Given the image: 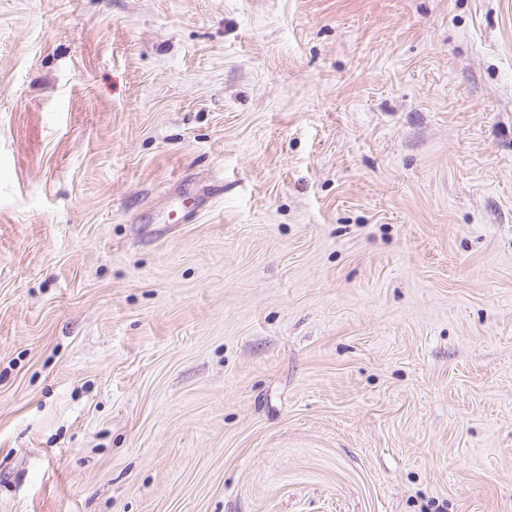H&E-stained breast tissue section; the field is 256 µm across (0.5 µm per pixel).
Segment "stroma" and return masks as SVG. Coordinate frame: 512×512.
<instances>
[{
  "instance_id": "obj_1",
  "label": "stroma",
  "mask_w": 512,
  "mask_h": 512,
  "mask_svg": "<svg viewBox=\"0 0 512 512\" xmlns=\"http://www.w3.org/2000/svg\"><path fill=\"white\" fill-rule=\"evenodd\" d=\"M0 512H512V0H0Z\"/></svg>"
}]
</instances>
